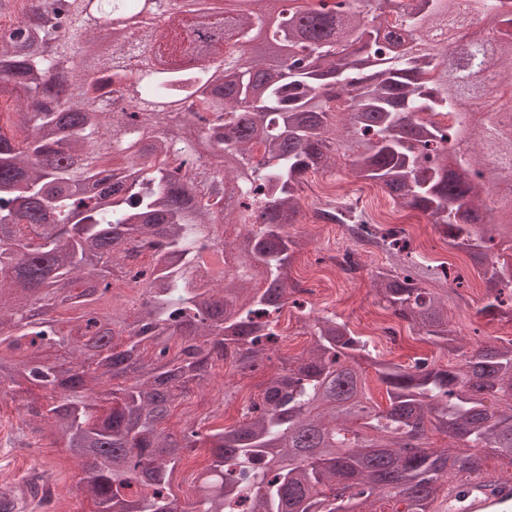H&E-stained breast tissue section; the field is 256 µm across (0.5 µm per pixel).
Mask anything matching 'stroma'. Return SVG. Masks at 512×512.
Segmentation results:
<instances>
[{
    "label": "stroma",
    "mask_w": 512,
    "mask_h": 512,
    "mask_svg": "<svg viewBox=\"0 0 512 512\" xmlns=\"http://www.w3.org/2000/svg\"><path fill=\"white\" fill-rule=\"evenodd\" d=\"M362 185V180L351 172L349 157L343 155L338 156L335 166L330 169L306 174L300 193L303 219L293 228L302 239L303 247L293 261L292 276L312 279L315 291L307 295L305 309L285 307L279 330L285 333L287 345H274L269 352V361L257 370H243L228 364L217 370L208 386L188 391L172 412L168 422L172 431H180L186 423L208 416H223L228 425L240 420L250 401L259 397L266 380L279 371L283 359L298 356L306 348L309 337L304 333L305 321L333 313L360 332L365 324L389 319V311L377 303L374 279L378 273L393 268L394 258L380 249L370 248L363 256L361 278L353 282L343 281L334 276L329 266L327 241L334 237L343 238L344 231L337 225L319 224L313 220V209L323 200L325 190L338 191L340 200L344 201ZM456 258L462 286L449 292L437 283L433 289L442 294L448 320L458 331L457 351L441 350L408 331L399 348L388 350L380 346L376 349L377 355L401 364L412 363L414 358L424 356L436 366L456 367L481 343L512 335V321L481 314L484 288L478 271L464 253H457ZM23 417L19 402L8 396L0 398V497H14L20 512H43L28 495L26 482L32 475L46 471L53 478V512H92V502L77 492V485L85 473L63 449L52 445L46 436L32 439L30 447H19Z\"/></svg>",
    "instance_id": "35a3bbf8"
}]
</instances>
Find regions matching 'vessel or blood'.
<instances>
[{
	"instance_id": "1",
	"label": "vessel or blood",
	"mask_w": 512,
	"mask_h": 512,
	"mask_svg": "<svg viewBox=\"0 0 512 512\" xmlns=\"http://www.w3.org/2000/svg\"><path fill=\"white\" fill-rule=\"evenodd\" d=\"M433 512H512V479L457 477L448 481Z\"/></svg>"
}]
</instances>
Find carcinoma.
Instances as JSON below:
<instances>
[{"label": "carcinoma", "mask_w": 512, "mask_h": 512, "mask_svg": "<svg viewBox=\"0 0 512 512\" xmlns=\"http://www.w3.org/2000/svg\"><path fill=\"white\" fill-rule=\"evenodd\" d=\"M148 2L25 0L0 26V97L17 101L14 134L0 127V397L21 400L85 465L78 491L92 512H365L377 497L431 512L450 473L481 475L473 449L512 459V339L457 371L403 365L334 314L308 325L306 356L266 381L245 422L162 428L216 366L254 370L277 342L302 246L289 228L304 175L333 161L338 113L355 176L481 260V312L512 316V198L489 193L512 177V5L237 0L228 26L213 22L212 0H191L144 30ZM467 17L489 29V53L442 38ZM261 31L294 48L288 62L240 63ZM131 54L155 63L131 69ZM212 55L231 80L204 64ZM126 85L124 107L114 93ZM174 113L194 138H168ZM225 224L248 241L232 267ZM426 277L448 281L414 262L380 274L376 293L447 347L456 330ZM118 282L145 297L105 311ZM34 300L38 316L26 314ZM431 431L450 442L427 446ZM201 448L212 462L183 504L176 464Z\"/></svg>", "instance_id": "1"}]
</instances>
